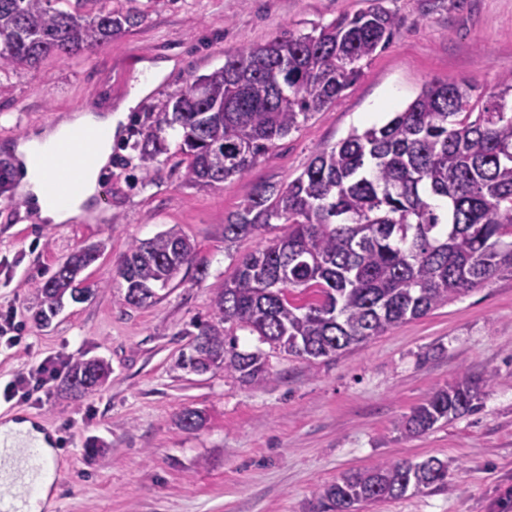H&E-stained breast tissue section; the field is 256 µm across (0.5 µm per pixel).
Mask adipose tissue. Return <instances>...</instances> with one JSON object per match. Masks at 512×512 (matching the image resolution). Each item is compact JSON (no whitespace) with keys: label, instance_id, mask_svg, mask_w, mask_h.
I'll return each mask as SVG.
<instances>
[{"label":"adipose tissue","instance_id":"obj_1","mask_svg":"<svg viewBox=\"0 0 512 512\" xmlns=\"http://www.w3.org/2000/svg\"><path fill=\"white\" fill-rule=\"evenodd\" d=\"M118 121L111 111L88 110L33 131L16 146L15 154L24 163L19 183L38 221L65 224L93 208L99 172L112 153ZM63 144L76 155L93 153L95 164L80 168L73 179L42 168L40 158Z\"/></svg>","mask_w":512,"mask_h":512}]
</instances>
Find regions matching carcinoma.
<instances>
[{
    "label": "carcinoma",
    "instance_id": "1",
    "mask_svg": "<svg viewBox=\"0 0 512 512\" xmlns=\"http://www.w3.org/2000/svg\"><path fill=\"white\" fill-rule=\"evenodd\" d=\"M90 0H0V72L34 67L111 42L137 26L135 9L94 11ZM395 19L377 7L342 15L306 34L288 33L224 55V65L180 91L142 132V158L167 151L163 127L179 128L185 182L217 187L243 179L275 141L335 104L361 74L360 62L389 43ZM436 80L387 123L353 131L319 151L285 187L261 185L224 225L235 240L280 225L215 289L213 317L195 323L182 366L224 373L248 385L270 378L261 352L238 350L224 325L305 360L340 356L418 319L501 275H512V73L487 94ZM196 246L171 228L133 241L118 275L126 299L141 305L190 265ZM97 259L71 254L41 288L39 318L63 298L85 299L77 275ZM111 370L78 360L67 381L81 395L99 391ZM490 373L463 372L399 419L394 431L423 435L480 407ZM179 426L204 424L197 410ZM448 488V462L382 460L342 474L315 494L316 512H359L408 492Z\"/></svg>",
    "mask_w": 512,
    "mask_h": 512
}]
</instances>
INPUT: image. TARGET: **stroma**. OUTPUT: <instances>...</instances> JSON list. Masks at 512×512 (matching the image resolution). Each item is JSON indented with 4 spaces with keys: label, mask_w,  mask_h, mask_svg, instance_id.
Listing matches in <instances>:
<instances>
[{
    "label": "stroma",
    "mask_w": 512,
    "mask_h": 512,
    "mask_svg": "<svg viewBox=\"0 0 512 512\" xmlns=\"http://www.w3.org/2000/svg\"><path fill=\"white\" fill-rule=\"evenodd\" d=\"M376 6L395 18L389 45L363 62L334 105L277 140L246 178L218 188L187 184L173 129L146 174L142 129L170 97L222 66L225 52ZM98 7L134 8L144 18L101 48L0 77V165L9 171L0 193V314L13 311L22 334L18 346L0 348V389L46 359H100L111 368L91 395H78L61 377L37 399L0 397V423L15 406L66 442L52 512H311L316 490L345 471L432 456L448 463L446 490L365 512H512V276L312 362L227 325L240 350L266 352L271 377L259 386L179 365L190 350L184 331L210 317L214 288L277 232L272 226L224 242L225 220L255 187L292 181L317 152L366 129L367 113L383 125L433 79L491 91L512 72V0H99ZM148 63L168 70L142 95ZM125 102L127 122L100 178L106 202L67 224L22 212L18 160L4 143L74 111ZM172 228L195 242L193 264L156 298L128 304L117 275L124 253L132 241ZM87 248L97 252L78 277L88 297L65 300L48 323L38 322L40 288L70 253ZM464 371L494 375L482 410L399 437L395 422ZM186 409L203 412L200 429L178 426Z\"/></svg>",
    "instance_id": "stroma-1"
}]
</instances>
